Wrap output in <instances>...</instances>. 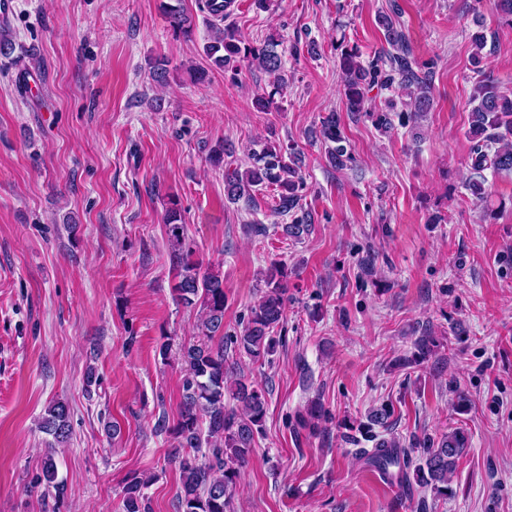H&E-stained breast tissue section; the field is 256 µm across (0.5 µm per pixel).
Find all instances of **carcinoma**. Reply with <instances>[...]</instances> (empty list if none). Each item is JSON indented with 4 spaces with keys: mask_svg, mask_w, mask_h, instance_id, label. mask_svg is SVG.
Instances as JSON below:
<instances>
[{
    "mask_svg": "<svg viewBox=\"0 0 512 512\" xmlns=\"http://www.w3.org/2000/svg\"><path fill=\"white\" fill-rule=\"evenodd\" d=\"M232 0H205L211 24L209 42L204 53L212 67L221 69L234 79L242 62L247 61L272 76L269 91L259 98L265 109L282 95L284 78L283 55L279 41L270 37L254 45L238 34L232 26L220 25L229 15ZM174 31L189 37L194 23L178 6H167ZM385 30L388 48L361 62L358 53L347 52L342 57V72L347 106L351 112L379 113V123L393 128L392 117L399 122L415 121L433 106L429 71L413 55L402 28L388 15L379 19ZM388 90L383 106H366V94L373 88ZM471 122L469 134L476 139L471 156V168L476 177L468 183L471 195H485L482 172L512 170V98L497 86L479 81L469 97ZM321 134L328 147L329 158L343 164L349 156L335 114L321 123ZM304 181L299 174L294 153L266 141H258L250 153V166L233 169L224 180V192L232 201L242 198L254 201L256 193L273 189L276 192V214L302 212L292 223L281 225L282 232L300 238L309 233L312 213L304 210ZM169 258L174 272L176 299L187 308H199L197 324L199 340L181 346L184 363L183 400L179 415L171 430L176 440L170 456L180 470L181 489L179 512H233V497L240 469L254 448L256 434L266 414L268 390L252 382L228 381L229 354H244L253 361L273 355L283 343L278 335L285 314V266L273 261L263 279L266 291L241 335L224 334V276L203 262L194 259L187 243L181 209L173 203L165 211ZM42 428L59 444H66L72 435L69 404L57 400L49 405ZM412 449L404 448L395 437L381 438L368 454L370 465L383 471L400 485L419 483L430 489L436 498H448L449 476L465 452L464 439L452 433L422 448L414 470H409ZM397 468L393 473L390 468ZM38 481L63 493L57 482L54 454H45ZM148 481L132 479L123 490V512H149L143 489Z\"/></svg>",
    "mask_w": 512,
    "mask_h": 512,
    "instance_id": "cac0c4a2",
    "label": "carcinoma"
}]
</instances>
